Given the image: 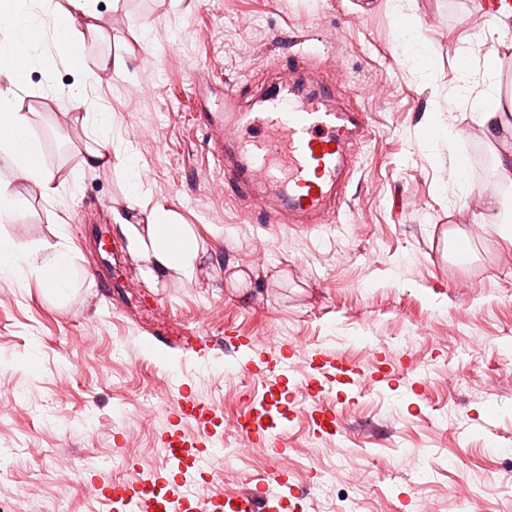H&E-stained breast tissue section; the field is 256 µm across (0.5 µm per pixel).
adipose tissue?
<instances>
[{"label":"adipose tissue","mask_w":512,"mask_h":512,"mask_svg":"<svg viewBox=\"0 0 512 512\" xmlns=\"http://www.w3.org/2000/svg\"><path fill=\"white\" fill-rule=\"evenodd\" d=\"M49 21L57 24L53 34L57 56L69 62L82 61L86 39L98 29L95 0H0V34L6 37L5 47L0 50V159L46 200L59 194L62 183L41 163L43 144L32 133L35 115L26 109L32 92L21 83L20 76L25 68L44 60L39 34ZM482 40L490 45L485 65H475L471 54L462 52L451 85L456 96L475 112L484 139L495 146L499 181L512 184V97H501L499 72L491 67L500 52H512V5H502L492 16ZM111 65L110 58H100L84 71L79 84L51 91L55 99H68L73 108L79 109L80 124L90 127L81 168L71 175L75 183L82 173L97 171L112 162L108 113H84L89 89L100 72ZM129 174L132 191L128 204L125 211L113 212L112 217L129 240L139 277L151 286L170 275L196 277L209 259L193 229L176 223L161 206H149L140 193L139 170L130 168ZM71 261V248L63 242L23 250L0 239V273L35 280L57 296L64 295L70 285Z\"/></svg>","instance_id":"adipose-tissue-1"}]
</instances>
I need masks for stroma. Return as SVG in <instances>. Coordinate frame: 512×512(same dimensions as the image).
<instances>
[{"label": "stroma", "mask_w": 512, "mask_h": 512, "mask_svg": "<svg viewBox=\"0 0 512 512\" xmlns=\"http://www.w3.org/2000/svg\"><path fill=\"white\" fill-rule=\"evenodd\" d=\"M95 8L102 34L88 40L84 62L108 53L125 63L95 86L112 114V147L132 155L142 193L194 229L211 264L191 281L151 288L138 279L112 222L128 190L119 165L46 201L0 164L14 196L0 213V238L73 249L64 296L0 274V512H65L74 502L80 512H110V484L160 472L173 430L197 434L195 421L175 413L185 395L220 409L222 424L183 493L229 494L284 471L303 494L301 512H512V243L481 219L482 186L496 174L481 173L471 149L493 150L449 84L460 48L483 61L477 36L487 14L471 0H413L423 74L417 55L397 45L391 0H123L117 10L96 0ZM299 53L335 81L339 106L366 113L370 129L339 212L310 229L261 222L258 205L216 192L213 138L198 119L223 111L231 85L259 110L280 63ZM80 65H39L25 77L42 163L62 179L78 170L86 136L65 117L69 102L41 90L78 81ZM450 108L463 133L454 142L435 125ZM106 228L113 254L104 261L96 237ZM459 237L469 242L462 255L452 249ZM238 270L244 283L231 279ZM417 329L423 337L403 343ZM229 332L329 351L364 370L380 361L405 371L361 394H326L322 403L346 424L337 435L317 432V403L298 394L291 420L228 473L214 452L238 440L236 423L263 383L181 341ZM158 336L166 343L156 349Z\"/></svg>", "instance_id": "35a3bbf8"}]
</instances>
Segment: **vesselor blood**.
Returning a JSON list of instances; mask_svg holds the SVG:
<instances>
[{"mask_svg": "<svg viewBox=\"0 0 512 512\" xmlns=\"http://www.w3.org/2000/svg\"><path fill=\"white\" fill-rule=\"evenodd\" d=\"M307 84L305 94L268 92L257 112L243 111L229 89L224 93L223 112L203 115L223 143L217 151L224 166L221 190L241 197L257 188L269 192L272 202L266 216L276 223L315 224L336 208L341 202L340 185L351 171L353 147L369 131L363 114L334 105L332 82L311 78ZM220 344L225 352L243 358L246 373L265 381L257 404L238 421L243 434L256 442L274 428V414H287L296 390L313 397L335 382L364 388L388 378L385 372L366 373L341 356L323 352L310 357V370L299 379L275 352H263L256 361L249 359L254 343L247 337L227 336ZM179 411L199 424L198 440L170 436L165 475L113 485V512H279L286 501L299 497L298 487L284 472L273 483L248 484L225 496L184 495L180 486L188 461L200 445L211 441L220 417L192 398L182 399Z\"/></svg>", "mask_w": 512, "mask_h": 512, "instance_id": "obj_1", "label": "vessel or blood"}]
</instances>
